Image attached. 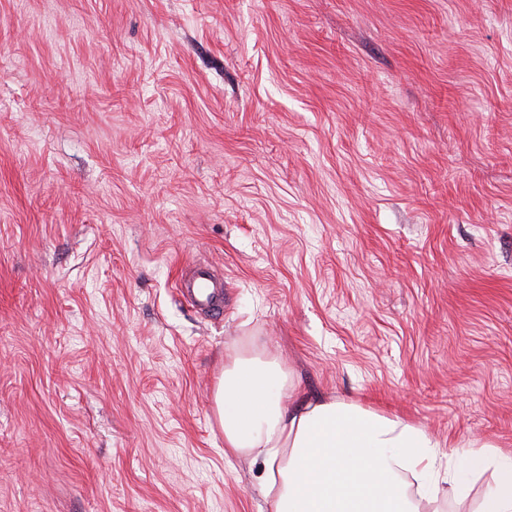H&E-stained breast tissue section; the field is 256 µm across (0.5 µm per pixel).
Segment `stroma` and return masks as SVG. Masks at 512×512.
<instances>
[{"instance_id": "stroma-1", "label": "stroma", "mask_w": 512, "mask_h": 512, "mask_svg": "<svg viewBox=\"0 0 512 512\" xmlns=\"http://www.w3.org/2000/svg\"><path fill=\"white\" fill-rule=\"evenodd\" d=\"M235 353L512 448V0H0V512H271ZM224 281L206 266L194 267L178 284L181 296L194 308L210 317L224 312Z\"/></svg>"}]
</instances>
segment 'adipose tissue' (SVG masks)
I'll return each instance as SVG.
<instances>
[{
  "label": "adipose tissue",
  "mask_w": 512,
  "mask_h": 512,
  "mask_svg": "<svg viewBox=\"0 0 512 512\" xmlns=\"http://www.w3.org/2000/svg\"><path fill=\"white\" fill-rule=\"evenodd\" d=\"M214 411L225 453L262 462L261 491L273 512H438L436 491L423 485L436 483L444 458L457 502L482 479L475 512H512V450L469 441L447 452L399 417L306 397L277 358H229Z\"/></svg>",
  "instance_id": "obj_1"
}]
</instances>
